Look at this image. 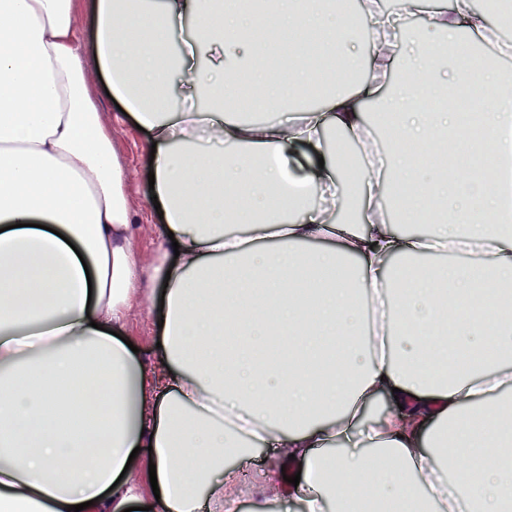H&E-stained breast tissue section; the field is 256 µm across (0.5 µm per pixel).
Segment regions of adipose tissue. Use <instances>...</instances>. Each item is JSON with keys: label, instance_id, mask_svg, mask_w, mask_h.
Segmentation results:
<instances>
[{"label": "adipose tissue", "instance_id": "1", "mask_svg": "<svg viewBox=\"0 0 512 512\" xmlns=\"http://www.w3.org/2000/svg\"><path fill=\"white\" fill-rule=\"evenodd\" d=\"M90 16L82 33L77 7ZM369 74L353 50L354 16L338 0H256L252 14L224 0H0V512H240L238 470L258 446L294 455L299 512H386L414 500L452 512H512V470L501 468L499 424L512 390V211L492 166L469 172L460 117L421 108L431 71L457 73L445 48L467 54L461 27L482 36L473 0H452L422 30L369 12ZM197 34L179 51L177 22ZM274 21L301 32L289 87L271 78L254 36ZM139 29L125 35V25ZM408 51L385 109L394 145L384 162L401 213L445 211L425 237L402 235L366 170L357 223L347 207L332 127L356 142L397 43ZM92 55L111 98L156 144L153 193L163 211L161 264L144 275L112 127L91 98ZM485 104L480 149L512 138V72L479 62ZM181 74L189 114L170 108L166 72ZM262 87L266 106L323 87L321 105L249 126L224 102ZM449 134L446 163L422 169L401 148ZM307 146V192L292 195L282 166ZM419 195L406 196L411 185ZM243 226L240 235L226 225ZM478 241L466 264L417 267L415 284L392 261ZM316 249H306V242ZM165 285L163 342L145 364L122 341L142 277ZM317 289L313 308L293 291ZM496 326L457 318L447 341L415 332L472 289ZM381 293V347L362 339V295ZM397 393L401 407L369 420L365 406ZM149 448L131 459L135 447ZM454 454L465 469L443 467ZM380 482H356L370 460Z\"/></svg>", "mask_w": 512, "mask_h": 512}]
</instances>
